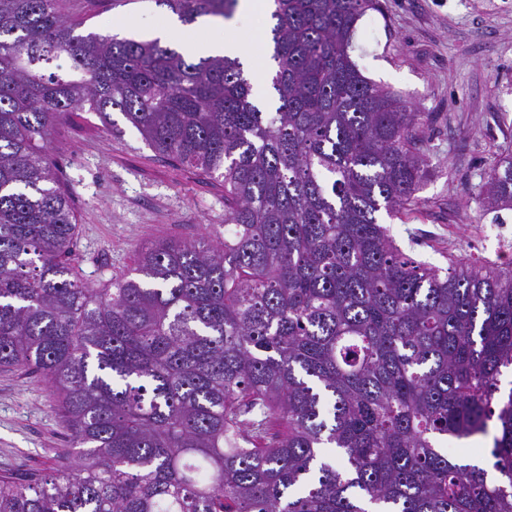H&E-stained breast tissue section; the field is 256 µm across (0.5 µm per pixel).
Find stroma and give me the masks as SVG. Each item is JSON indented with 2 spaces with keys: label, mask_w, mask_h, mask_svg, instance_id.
<instances>
[{
  "label": "stroma",
  "mask_w": 512,
  "mask_h": 512,
  "mask_svg": "<svg viewBox=\"0 0 512 512\" xmlns=\"http://www.w3.org/2000/svg\"><path fill=\"white\" fill-rule=\"evenodd\" d=\"M154 0H134L87 20L84 32L144 38L167 18ZM269 26L238 7L205 36L252 44ZM353 59L375 83L431 117L422 151L424 206L404 221L380 214L403 251L441 268L450 262L512 265V244L497 223L512 226L478 198L484 174L512 152V0H379L354 39ZM107 136L95 113L75 115L51 147L78 218L79 273L100 288L130 272L139 246L156 238L191 241L224 235V190L162 158L120 113ZM69 448L67 428L39 375L0 370V473L46 472Z\"/></svg>",
  "instance_id": "1"
}]
</instances>
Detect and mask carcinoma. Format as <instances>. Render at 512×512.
<instances>
[{
  "label": "carcinoma",
  "instance_id": "1",
  "mask_svg": "<svg viewBox=\"0 0 512 512\" xmlns=\"http://www.w3.org/2000/svg\"><path fill=\"white\" fill-rule=\"evenodd\" d=\"M76 2L0 0V369L44 377L76 449L1 474L0 512H512V269L429 266L378 222L422 204L430 115L352 58L377 0H271L273 112L240 57L78 34ZM78 112L223 187L231 233L88 287L50 148ZM481 196L512 210V153ZM245 74L253 85L254 96L257 104L264 112H273L274 103L268 84V76L263 77L258 73H251L245 63Z\"/></svg>",
  "mask_w": 512,
  "mask_h": 512
}]
</instances>
